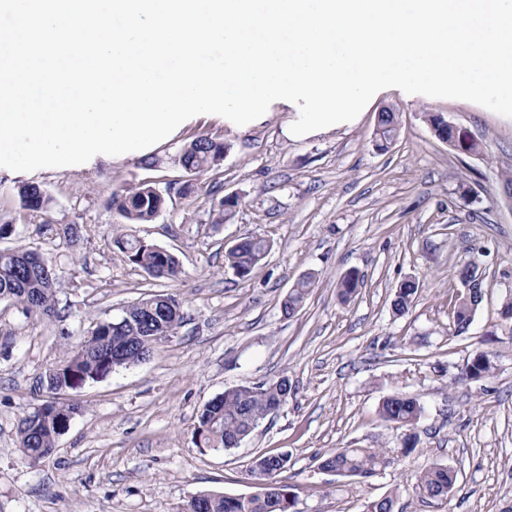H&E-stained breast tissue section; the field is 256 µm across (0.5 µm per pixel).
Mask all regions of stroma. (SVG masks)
Listing matches in <instances>:
<instances>
[{"instance_id": "35a3bbf8", "label": "stroma", "mask_w": 512, "mask_h": 512, "mask_svg": "<svg viewBox=\"0 0 512 512\" xmlns=\"http://www.w3.org/2000/svg\"><path fill=\"white\" fill-rule=\"evenodd\" d=\"M400 112V132L377 147L376 119ZM437 113L481 144L459 153L432 133ZM298 118L279 107L245 132L201 118L153 148L88 167L14 172L0 168V219L14 226L1 241L48 257L59 281L58 318L26 314L0 301V512H184L202 491L250 496L249 468L265 452L289 457L282 478L298 493L297 512H365L393 489L395 512H506L512 506V321L501 306L512 290V117L478 104L376 93L360 115L336 130L293 139ZM227 144L218 168L193 176L191 195L172 196L150 223H124L113 193L144 181L182 178L179 155L198 137ZM36 183L50 209L25 210L20 186ZM233 197L232 218L212 208ZM128 234L174 253L175 280L150 277L113 245ZM271 248L246 278L224 262L238 238ZM484 269V298L469 330L455 334L451 306L460 262ZM358 271L356 298L342 303L338 280ZM315 285L293 317L281 301L304 274ZM418 280V296L399 316V284ZM147 293H169L185 321L150 357L67 391L81 405L54 452L39 460L18 447L22 416L49 400L40 378L88 336L93 324L121 315ZM494 370L461 379L475 352ZM288 377L295 394L228 451L198 448L203 405L245 383ZM406 393L424 412L415 450L369 477L320 469L339 448L402 446L404 432L378 410ZM457 480L448 497L423 501L412 487L430 465Z\"/></svg>"}]
</instances>
